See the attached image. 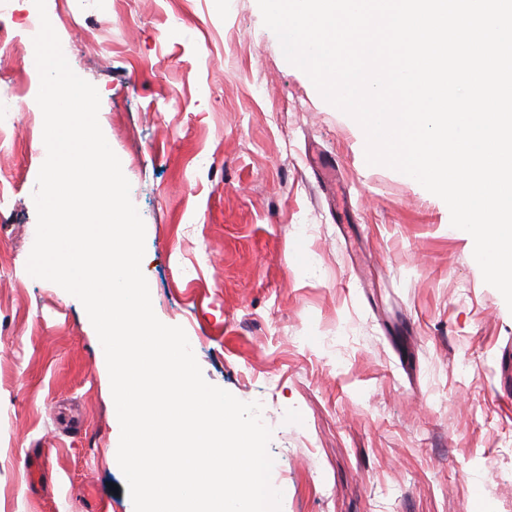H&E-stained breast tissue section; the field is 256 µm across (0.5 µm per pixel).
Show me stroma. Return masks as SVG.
<instances>
[{
  "label": "stroma",
  "instance_id": "1",
  "mask_svg": "<svg viewBox=\"0 0 512 512\" xmlns=\"http://www.w3.org/2000/svg\"><path fill=\"white\" fill-rule=\"evenodd\" d=\"M33 5L0 15V83L27 100L32 34L11 15ZM46 10L103 101L153 311L208 383L260 403L281 512H512V310L446 203L367 164L257 0ZM42 132L0 96V512H134L98 335L26 270L44 154L25 142Z\"/></svg>",
  "mask_w": 512,
  "mask_h": 512
}]
</instances>
